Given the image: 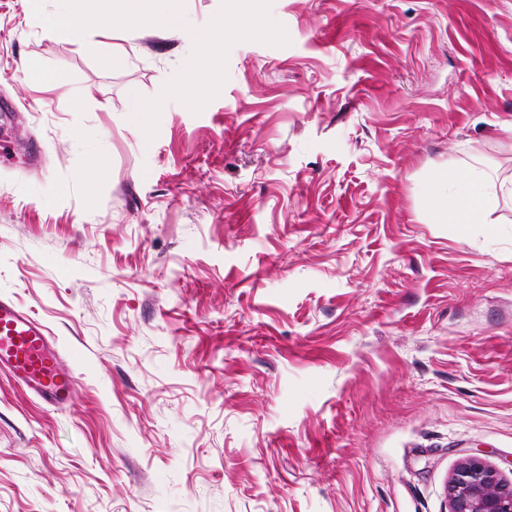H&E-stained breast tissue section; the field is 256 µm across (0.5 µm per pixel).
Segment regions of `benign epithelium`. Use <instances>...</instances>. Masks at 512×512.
I'll return each instance as SVG.
<instances>
[{"mask_svg":"<svg viewBox=\"0 0 512 512\" xmlns=\"http://www.w3.org/2000/svg\"><path fill=\"white\" fill-rule=\"evenodd\" d=\"M447 495L451 512H512V482L477 456L458 464Z\"/></svg>","mask_w":512,"mask_h":512,"instance_id":"obj_1","label":"benign epithelium"}]
</instances>
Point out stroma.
I'll use <instances>...</instances> for the list:
<instances>
[{"label": "stroma", "mask_w": 512, "mask_h": 512, "mask_svg": "<svg viewBox=\"0 0 512 512\" xmlns=\"http://www.w3.org/2000/svg\"><path fill=\"white\" fill-rule=\"evenodd\" d=\"M201 114L190 36L48 35L0 0V296L46 325L55 407L0 370V512H450L512 479V0H274ZM62 75L44 89L30 62ZM91 180H83L84 172ZM484 175L466 174L448 182L447 177L435 176L429 186L431 211L437 223H447L451 217L458 224H488L481 222L483 213L492 206L483 191ZM450 512H512V482L477 456L463 459L447 484Z\"/></svg>", "instance_id": "stroma-1"}]
</instances>
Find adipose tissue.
I'll return each mask as SVG.
<instances>
[{"instance_id":"adipose-tissue-1","label":"adipose tissue","mask_w":512,"mask_h":512,"mask_svg":"<svg viewBox=\"0 0 512 512\" xmlns=\"http://www.w3.org/2000/svg\"><path fill=\"white\" fill-rule=\"evenodd\" d=\"M484 175L471 172L458 180L434 177L429 186V201L434 219L444 223H480L483 213L492 205L483 191Z\"/></svg>"}]
</instances>
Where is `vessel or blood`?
<instances>
[{
  "instance_id": "vessel-or-blood-1",
  "label": "vessel or blood",
  "mask_w": 512,
  "mask_h": 512,
  "mask_svg": "<svg viewBox=\"0 0 512 512\" xmlns=\"http://www.w3.org/2000/svg\"><path fill=\"white\" fill-rule=\"evenodd\" d=\"M0 365L47 403L60 406L68 397L71 376L44 325L12 299L0 297Z\"/></svg>"
}]
</instances>
